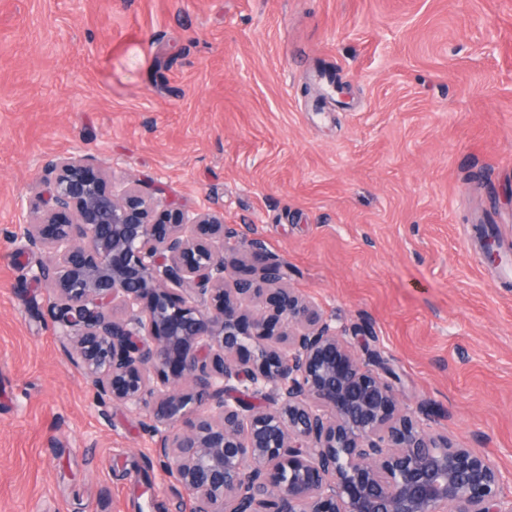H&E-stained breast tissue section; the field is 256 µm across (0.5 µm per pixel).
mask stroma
<instances>
[{"label": "stroma", "mask_w": 512, "mask_h": 512, "mask_svg": "<svg viewBox=\"0 0 512 512\" xmlns=\"http://www.w3.org/2000/svg\"><path fill=\"white\" fill-rule=\"evenodd\" d=\"M333 73L347 96L319 101ZM51 155L223 213L512 474V0H0V512H192L13 235Z\"/></svg>", "instance_id": "stroma-1"}]
</instances>
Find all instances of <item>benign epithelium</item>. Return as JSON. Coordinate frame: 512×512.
Listing matches in <instances>:
<instances>
[{"label":"benign epithelium","instance_id":"obj_1","mask_svg":"<svg viewBox=\"0 0 512 512\" xmlns=\"http://www.w3.org/2000/svg\"><path fill=\"white\" fill-rule=\"evenodd\" d=\"M44 171L19 229L31 278L99 403L144 413L192 512H512L496 460L404 408L260 240L153 181L108 191L87 158Z\"/></svg>","mask_w":512,"mask_h":512}]
</instances>
